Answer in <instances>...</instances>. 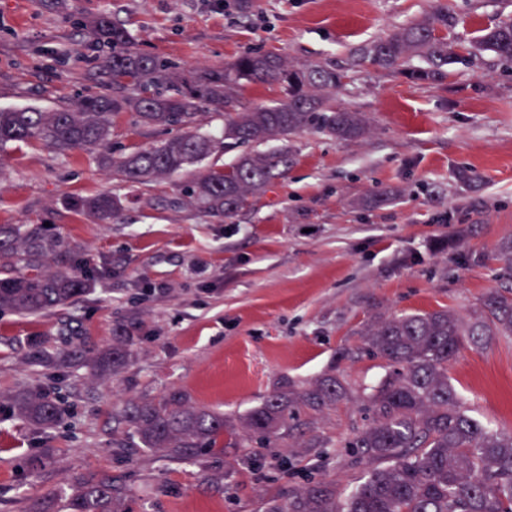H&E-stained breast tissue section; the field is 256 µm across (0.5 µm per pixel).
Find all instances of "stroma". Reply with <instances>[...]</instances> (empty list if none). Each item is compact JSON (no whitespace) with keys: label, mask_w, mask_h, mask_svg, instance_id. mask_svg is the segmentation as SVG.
I'll use <instances>...</instances> for the list:
<instances>
[{"label":"stroma","mask_w":512,"mask_h":512,"mask_svg":"<svg viewBox=\"0 0 512 512\" xmlns=\"http://www.w3.org/2000/svg\"><path fill=\"white\" fill-rule=\"evenodd\" d=\"M249 3L0 0V109L54 110L111 92L107 49L78 25L106 14L142 52L188 71L223 67L248 48L295 66L344 67L338 100L370 124L355 141L291 136L286 178L226 219L190 205L192 167L131 185L82 150H0V224L49 223L94 275L93 290L66 307L0 313V393L40 387L66 410L48 432L0 413V512H27L32 499L92 474L127 488L129 512H259L268 495L313 477L351 492L366 469L348 443L369 425L363 400L388 370L363 351L364 328L446 307L466 317L500 284L493 250L512 237V72L488 53L477 67L452 65L444 81L416 85L357 58L442 3L463 18L458 35L470 42L512 17V0ZM169 136L125 113L112 119L118 152ZM462 170L471 182L459 180ZM98 194L123 199L114 223H92L69 205ZM122 329L135 344L115 375L81 360L28 359L35 338L54 352L96 351ZM327 374L341 379L347 401L297 412L275 445L235 447L233 426L271 393ZM448 377L473 418L512 431V336L462 350ZM173 390L225 416L223 453L175 461L135 448L122 408ZM245 453L257 467L240 465Z\"/></svg>","instance_id":"35a3bbf8"}]
</instances>
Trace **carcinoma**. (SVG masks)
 Wrapping results in <instances>:
<instances>
[{
	"mask_svg": "<svg viewBox=\"0 0 512 512\" xmlns=\"http://www.w3.org/2000/svg\"><path fill=\"white\" fill-rule=\"evenodd\" d=\"M456 14L444 5L420 21L368 46L362 60L413 83L440 82L448 66L474 67L489 52L512 65V19L481 30L469 45L455 36ZM112 46L103 61L112 75V95L85 98L65 109L28 107L0 110V148L38 141L58 151L95 154L103 167L130 183H146L206 160L219 139L194 130L200 108L224 110V146L285 141L305 131L338 140L363 137L368 120L336 105L342 71L319 63L295 67L274 53L244 52L219 69L186 72L168 60L140 51L125 29L101 14L80 22ZM424 61L411 65L413 57ZM276 82L284 100L273 107L238 109L235 89L244 82ZM132 112L146 127H178L183 132L128 153L111 151L112 118ZM293 162L288 147L247 152L224 168L193 179L186 196L212 216L228 218L249 196L284 178ZM75 211L110 223L123 210L116 195L77 197ZM512 278V237L494 249ZM65 237L42 224L0 225V311L37 314L66 305L91 290L92 277L72 264ZM365 349L384 359L388 374L367 399L371 423L356 432L367 472L349 494L324 479L272 496L263 512H512V432L488 431L467 414L448 378V363L465 346L482 348L496 336H512V284L485 293L468 318L451 309L394 315L365 328ZM134 336L123 332L112 346L88 356L101 375L127 361ZM69 357L31 342L34 365H62ZM347 396L336 376L308 387L293 383L273 392L243 419L248 434L271 443L293 429V410L326 409ZM16 418L48 430L61 423L64 408L42 388L0 399ZM122 419L136 447L186 460L201 451H224V415L192 405L180 391L157 401L128 404ZM125 490L107 477H83L66 498V512H125Z\"/></svg>",
	"mask_w": 512,
	"mask_h": 512,
	"instance_id": "1",
	"label": "carcinoma"
}]
</instances>
